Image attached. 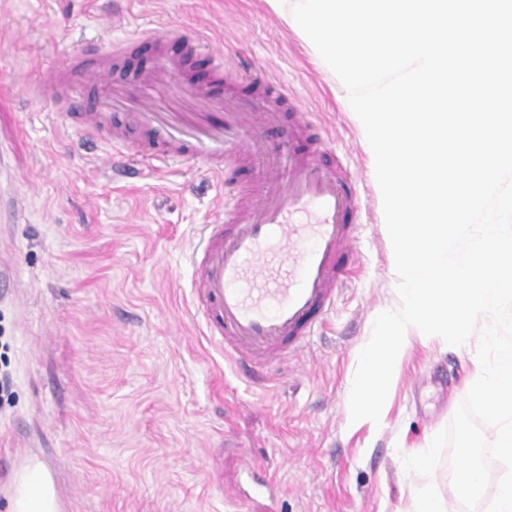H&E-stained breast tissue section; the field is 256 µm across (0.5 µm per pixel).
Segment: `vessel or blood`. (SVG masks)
<instances>
[{
	"label": "vessel or blood",
	"instance_id": "b4317fda",
	"mask_svg": "<svg viewBox=\"0 0 512 512\" xmlns=\"http://www.w3.org/2000/svg\"><path fill=\"white\" fill-rule=\"evenodd\" d=\"M183 53L158 51L152 68L128 73L123 62L137 37L79 50L70 64L48 72L44 87L70 108L80 91L94 92L80 125L123 144L142 136L144 159L182 157L227 177L261 155L250 113L222 97L200 94L174 78L200 36L170 30ZM254 95L276 116H288V168L261 174V189L232 199L223 218L203 225V248L192 252L198 308L224 352L245 368H262L301 350L353 273L358 202L340 165L323 162L324 139L313 137L305 115L262 73ZM307 216L304 224L296 216Z\"/></svg>",
	"mask_w": 512,
	"mask_h": 512
}]
</instances>
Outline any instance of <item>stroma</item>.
Returning a JSON list of instances; mask_svg holds the SVG:
<instances>
[{"mask_svg":"<svg viewBox=\"0 0 512 512\" xmlns=\"http://www.w3.org/2000/svg\"><path fill=\"white\" fill-rule=\"evenodd\" d=\"M201 34L180 83L263 70L358 197L354 278L299 352L251 379L197 313L190 253L234 192L183 158L142 161L30 87L81 46ZM341 81L265 0H0V512L44 462L59 512H415L426 450L478 378L475 342L412 339L379 423L348 421L359 353L398 301L369 154Z\"/></svg>","mask_w":512,"mask_h":512,"instance_id":"obj_1","label":"stroma"}]
</instances>
